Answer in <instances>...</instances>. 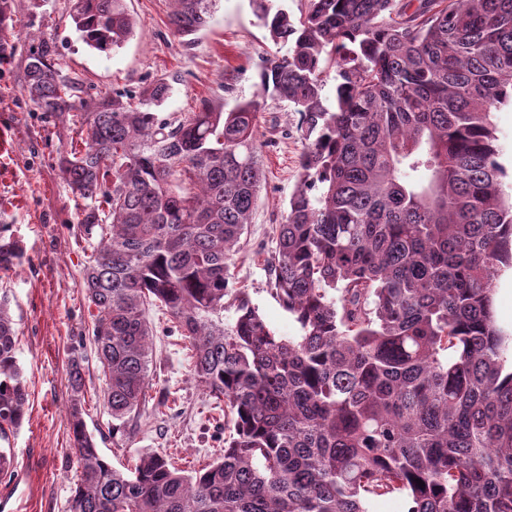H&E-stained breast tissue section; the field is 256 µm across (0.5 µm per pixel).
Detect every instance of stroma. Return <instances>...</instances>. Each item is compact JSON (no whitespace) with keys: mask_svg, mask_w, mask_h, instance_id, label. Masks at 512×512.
<instances>
[{"mask_svg":"<svg viewBox=\"0 0 512 512\" xmlns=\"http://www.w3.org/2000/svg\"><path fill=\"white\" fill-rule=\"evenodd\" d=\"M74 0H7L9 20L0 34L11 43L0 56V225L21 241L22 265L0 269V292L11 299L17 323V358L28 402L21 426L10 432L12 473L0 479V512H67L78 465L69 454L66 371L79 337L91 329L92 310L80 286L91 241L77 225L84 202L68 190L57 166L59 151L83 149L75 126L54 123L24 91V64L38 38L56 43L58 68L81 85L85 107L102 94L139 93L158 79L172 93L163 116L179 119L202 100L232 109L259 89L266 60L285 54L257 19L250 0H219L209 26L193 41L173 35L169 0H126L135 36L117 52L89 50L76 32ZM264 181L252 220L229 270L228 285L248 293L267 324L281 336L299 326L271 293L269 261L277 224L299 184L303 148L300 116L288 102L266 97L258 118ZM154 342L148 401L130 427L125 446L99 440L115 467L131 468L137 452H166L175 467L211 462L232 424L224 404L192 378L189 343L161 310L150 313ZM83 418L88 429L106 428L110 417L100 398L104 377L94 356L85 362Z\"/></svg>","mask_w":512,"mask_h":512,"instance_id":"1","label":"stroma"}]
</instances>
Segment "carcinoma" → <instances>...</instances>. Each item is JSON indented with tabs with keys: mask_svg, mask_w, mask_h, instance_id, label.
<instances>
[{
	"mask_svg": "<svg viewBox=\"0 0 512 512\" xmlns=\"http://www.w3.org/2000/svg\"><path fill=\"white\" fill-rule=\"evenodd\" d=\"M179 37L216 0H171ZM276 43L258 93L159 116L160 79L91 111L43 39L25 66L36 110L80 113L84 149L59 154L80 220L99 240L81 288L117 446L149 388L152 308L193 348L192 375L224 401L232 433L206 467L168 455L112 467L83 419L82 359L67 368L68 512H368L404 492L409 512H512V370L493 284L512 264L492 109L512 101V0H304L300 16L252 0ZM84 43L111 54L136 33L125 0H75ZM336 72L333 106L324 65ZM301 116L300 185L276 225L273 294L301 335L278 336L229 263L261 191V100ZM0 268L22 264L1 236ZM8 295H0V438L28 393ZM233 312L230 319L224 312ZM422 480L421 487L416 480Z\"/></svg>",
	"mask_w": 512,
	"mask_h": 512,
	"instance_id": "cac0c4a2",
	"label": "carcinoma"
}]
</instances>
